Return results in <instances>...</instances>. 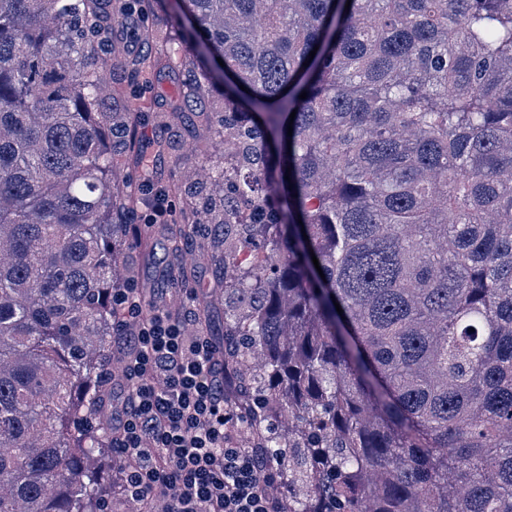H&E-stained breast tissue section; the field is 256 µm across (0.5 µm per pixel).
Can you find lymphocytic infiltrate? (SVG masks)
<instances>
[{"mask_svg":"<svg viewBox=\"0 0 512 512\" xmlns=\"http://www.w3.org/2000/svg\"><path fill=\"white\" fill-rule=\"evenodd\" d=\"M122 315L116 340L125 350L116 383L125 393L112 420V458L122 492L152 512H284L269 491L271 463L243 442L221 386L224 363L211 337L186 335L184 314L147 312L139 288L112 291Z\"/></svg>","mask_w":512,"mask_h":512,"instance_id":"f902f5d3","label":"lymphocytic infiltrate"}]
</instances>
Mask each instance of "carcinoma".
<instances>
[{
	"label": "carcinoma",
	"mask_w": 512,
	"mask_h": 512,
	"mask_svg": "<svg viewBox=\"0 0 512 512\" xmlns=\"http://www.w3.org/2000/svg\"><path fill=\"white\" fill-rule=\"evenodd\" d=\"M181 3L168 55L224 86V165L169 191L221 227L198 256L285 512H512V0ZM115 20L0 0V512L107 507L141 150L103 102Z\"/></svg>",
	"instance_id": "carcinoma-1"
}]
</instances>
